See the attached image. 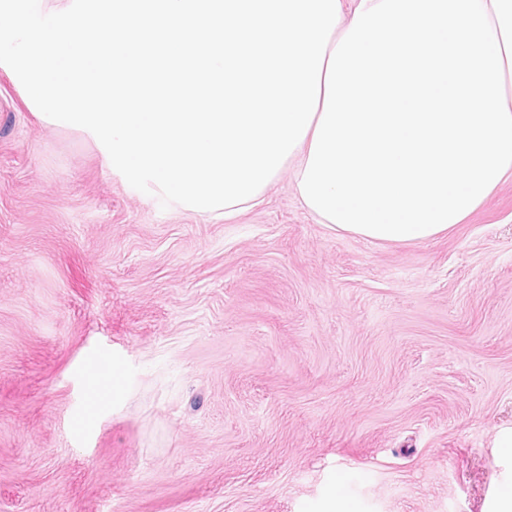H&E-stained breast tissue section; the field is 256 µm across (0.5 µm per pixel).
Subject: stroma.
<instances>
[{
    "mask_svg": "<svg viewBox=\"0 0 512 512\" xmlns=\"http://www.w3.org/2000/svg\"><path fill=\"white\" fill-rule=\"evenodd\" d=\"M263 196L161 208L0 69V512H499L512 180L413 244L318 223L288 167Z\"/></svg>",
    "mask_w": 512,
    "mask_h": 512,
    "instance_id": "35a3bbf8",
    "label": "stroma"
}]
</instances>
